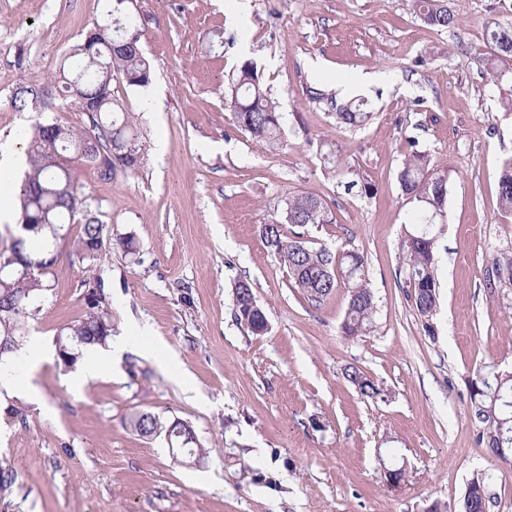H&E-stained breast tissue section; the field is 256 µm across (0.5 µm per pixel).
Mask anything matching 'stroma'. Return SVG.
I'll return each instance as SVG.
<instances>
[{"label":"stroma","mask_w":512,"mask_h":512,"mask_svg":"<svg viewBox=\"0 0 512 512\" xmlns=\"http://www.w3.org/2000/svg\"><path fill=\"white\" fill-rule=\"evenodd\" d=\"M225 2L134 4L152 81L113 90L149 150L133 174L75 168L108 233L101 260L79 265L68 253L81 227L69 226L51 291L0 361L14 386L0 394V461L14 474L0 512H425L437 500L458 512L468 482L489 469V512H512V464L479 443L470 399L477 373L512 372V284L487 285L494 259L512 255V216L498 204L512 158V112L501 105L512 72L490 75L480 60L486 19L512 21V0H451L459 25L444 30L405 0H248L242 26ZM106 10V0H0V156L36 120L10 104L18 80L47 85ZM247 61L287 118L288 145L275 153L237 126L228 104ZM358 70L380 79L345 91L341 79ZM314 88L322 102L310 101ZM356 99L368 100L372 120L337 128L334 105ZM414 146L448 173L439 300L427 323L399 276L409 207L397 173ZM331 149L371 195L329 172ZM299 193L323 197L336 218L304 228L313 247H352L368 260L378 304L369 335L343 332L345 286L312 306L260 237ZM122 237L133 252L118 247ZM85 279L103 287L113 337L150 335L173 367L132 347L80 381L59 357L44 358L87 314ZM239 280L267 315L264 334L234 317ZM352 366L384 398L364 399L346 377ZM136 412L186 423L206 455L183 462L164 437L130 426ZM386 463L405 466L399 486L386 484Z\"/></svg>","instance_id":"1"}]
</instances>
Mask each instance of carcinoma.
Instances as JSON below:
<instances>
[{
  "instance_id": "obj_1",
  "label": "carcinoma",
  "mask_w": 512,
  "mask_h": 512,
  "mask_svg": "<svg viewBox=\"0 0 512 512\" xmlns=\"http://www.w3.org/2000/svg\"><path fill=\"white\" fill-rule=\"evenodd\" d=\"M131 0H112L103 18L88 29L82 39L63 56L49 85L36 88L21 79L11 97L18 112L35 109L40 118L25 130L28 169L19 195V231L9 246L0 250V360L18 345L25 323L37 311L35 302L49 290L47 270L57 259L56 251L68 224L81 225L70 256L80 264L101 258L97 244L103 240L106 224L99 218L98 207L73 177L74 163H89L104 177L115 171L132 174L141 168L146 140L137 117L121 111L112 90L114 76L120 75L131 87H145L152 71L141 46L137 17L129 10ZM408 8L426 24L448 29L458 26V19L448 0H407ZM488 61L498 71L512 70V23L496 18L485 24ZM230 107L237 125L270 151L284 146L286 117L264 87L256 66L242 64L231 86ZM83 112L90 123L69 125L49 113L57 110ZM372 118L367 102L350 103L336 111V124L361 128ZM406 201L411 231L401 244L404 255L408 298L420 317L433 316L438 304L435 272L434 225L443 222L448 200V173L434 169L428 156L415 149L405 157L397 175ZM501 210L512 215V159L504 161L498 184ZM328 203L318 195L301 193L283 200L279 217L259 227L266 247L287 269L294 287L309 303L325 302L344 282L349 288V302L343 323L347 336H363L375 324L377 302L369 287L367 262L355 249L335 253L326 248L310 247L296 229L308 224H333ZM87 289V315L64 327L57 341L58 356L67 366L75 364L74 347L104 344L112 325L99 310L103 295L101 285L84 280ZM237 320L251 333L266 331L267 318L258 305L249 283L235 286ZM362 397L383 398L384 391L364 377L357 368L348 373ZM479 390L471 392L475 412L493 408L494 417L480 416L483 424L479 442L496 456L512 462V374L482 375L472 381ZM134 430L152 437L167 433L169 424L149 412H138L132 419ZM490 499L479 496L461 500V512H487Z\"/></svg>"
}]
</instances>
